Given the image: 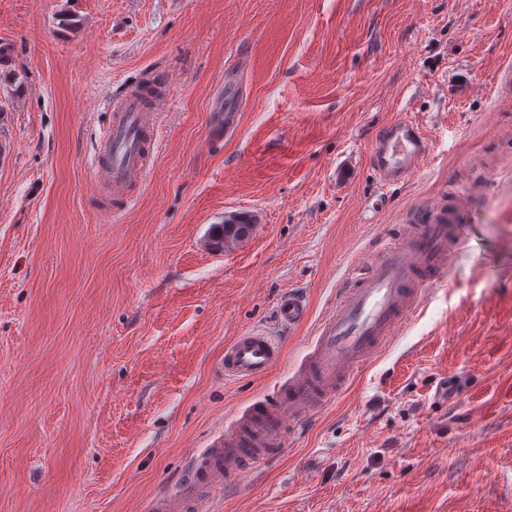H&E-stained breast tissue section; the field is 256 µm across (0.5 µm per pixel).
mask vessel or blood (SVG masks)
<instances>
[{"label": "vessel or blood", "instance_id": "1", "mask_svg": "<svg viewBox=\"0 0 512 512\" xmlns=\"http://www.w3.org/2000/svg\"><path fill=\"white\" fill-rule=\"evenodd\" d=\"M112 122L96 146L92 167L113 196L126 197L142 180L155 113L139 89L110 101ZM432 139L422 124L402 120L383 127L369 147L372 170L385 185L405 181L429 158ZM470 213L466 197L444 207L412 204L406 237L392 240L347 275L335 305L317 321L300 364L281 385L275 402L239 411L229 428L189 460L176 494L155 499L153 512H210L213 492L235 483L259 460L281 450L285 437L301 432L311 410L330 401L353 372L380 352L419 309L430 284L448 278L447 257L457 227ZM304 299L288 293L277 304L281 323L306 324ZM283 357L274 338L252 331L224 349V376L259 379Z\"/></svg>", "mask_w": 512, "mask_h": 512}]
</instances>
